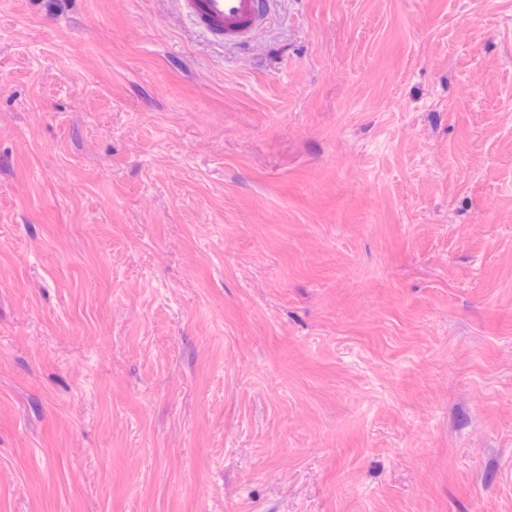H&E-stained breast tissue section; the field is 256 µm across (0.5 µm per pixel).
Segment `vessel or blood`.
I'll list each match as a JSON object with an SVG mask.
<instances>
[{
  "label": "vessel or blood",
  "instance_id": "b4317fda",
  "mask_svg": "<svg viewBox=\"0 0 512 512\" xmlns=\"http://www.w3.org/2000/svg\"><path fill=\"white\" fill-rule=\"evenodd\" d=\"M277 0H175L179 12L209 38L253 43L267 29Z\"/></svg>",
  "mask_w": 512,
  "mask_h": 512
}]
</instances>
